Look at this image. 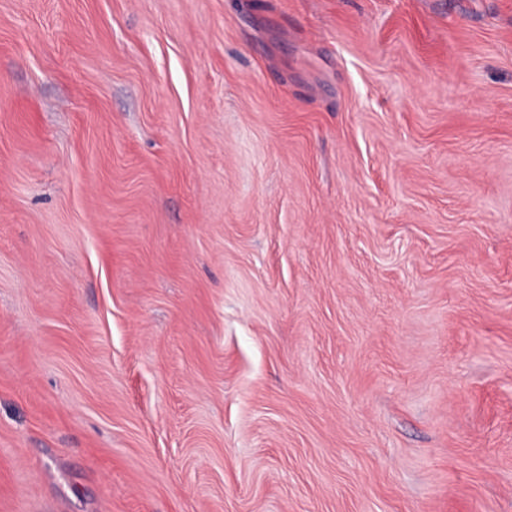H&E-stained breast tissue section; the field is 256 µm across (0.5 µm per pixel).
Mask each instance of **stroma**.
<instances>
[{"mask_svg":"<svg viewBox=\"0 0 512 512\" xmlns=\"http://www.w3.org/2000/svg\"><path fill=\"white\" fill-rule=\"evenodd\" d=\"M0 512H512V0H0Z\"/></svg>","mask_w":512,"mask_h":512,"instance_id":"1","label":"stroma"}]
</instances>
